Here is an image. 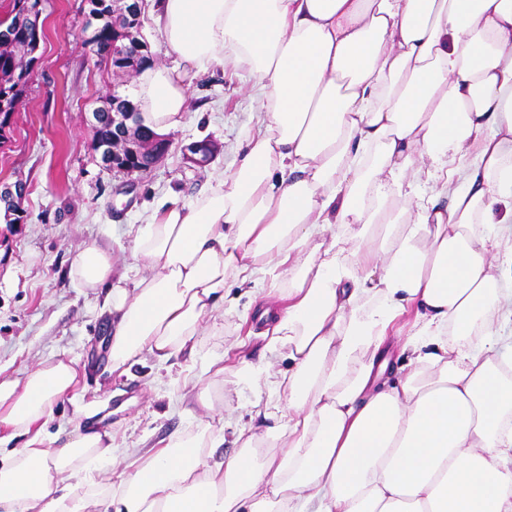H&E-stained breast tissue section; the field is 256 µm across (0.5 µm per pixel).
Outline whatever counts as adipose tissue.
Segmentation results:
<instances>
[{"label": "adipose tissue", "instance_id": "obj_1", "mask_svg": "<svg viewBox=\"0 0 512 512\" xmlns=\"http://www.w3.org/2000/svg\"><path fill=\"white\" fill-rule=\"evenodd\" d=\"M167 52L245 66L266 119L236 170L164 207L133 251L146 272L111 287L112 254L74 260L119 318L109 357L194 351L224 314L227 279L284 282L273 340L294 365L273 432L280 454L222 429L119 448L46 426L78 404L58 358L0 380V512H512V365L489 337L512 321V0H160ZM140 123L177 130L188 88L161 65L135 80ZM416 306L412 366L388 388L390 324Z\"/></svg>", "mask_w": 512, "mask_h": 512}]
</instances>
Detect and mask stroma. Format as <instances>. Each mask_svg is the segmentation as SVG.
<instances>
[{
    "mask_svg": "<svg viewBox=\"0 0 512 512\" xmlns=\"http://www.w3.org/2000/svg\"><path fill=\"white\" fill-rule=\"evenodd\" d=\"M42 9L47 37L0 145V178L22 180L27 187L21 228L10 231L0 223V376L21 381L41 361L74 358L84 367L85 402L102 406L95 422L119 445L156 446L215 417L223 422L224 444L207 449L205 462L234 453V434L242 428L260 433V454L278 453L280 440L266 434L275 422L257 416L255 406L285 405L288 389L267 386L259 372L284 374L289 361L286 350L269 348L264 322L250 305V285L227 282L224 329L197 345L198 362L216 355L224 359L223 374L204 377L216 403L210 416L195 402L177 400L183 357L160 368L144 356L126 373H112L105 294L79 288L70 276L74 257L95 244L112 252L113 286L134 287L143 270L132 251L139 225L152 220L160 202L190 203L208 188L211 174L232 173L243 154L244 134L261 129L264 115L249 96L253 77L230 64L187 70L189 111L170 134L168 154L126 178L102 166L93 139L92 112L107 105L117 78L97 66L85 44L92 32L87 0H42ZM200 142L213 149L203 165L186 151ZM415 320L414 311H407L386 339L383 381L396 383L406 373L402 347L416 331Z\"/></svg>",
    "mask_w": 512,
    "mask_h": 512,
    "instance_id": "stroma-1",
    "label": "stroma"
}]
</instances>
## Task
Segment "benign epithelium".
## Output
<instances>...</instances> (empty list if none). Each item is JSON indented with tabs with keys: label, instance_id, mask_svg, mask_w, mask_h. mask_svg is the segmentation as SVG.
Instances as JSON below:
<instances>
[{
	"label": "benign epithelium",
	"instance_id": "1",
	"mask_svg": "<svg viewBox=\"0 0 512 512\" xmlns=\"http://www.w3.org/2000/svg\"><path fill=\"white\" fill-rule=\"evenodd\" d=\"M144 0H120L119 4L112 5L113 22L118 24L123 18L133 13H139V18H144ZM170 140L161 135H155L149 140H144L136 131V123L132 114L112 116V153L125 159H139L141 163L120 164L112 161V171L131 177L136 173L149 170L168 152ZM23 194L22 183L13 184L0 182V203H14L17 196Z\"/></svg>",
	"mask_w": 512,
	"mask_h": 512
}]
</instances>
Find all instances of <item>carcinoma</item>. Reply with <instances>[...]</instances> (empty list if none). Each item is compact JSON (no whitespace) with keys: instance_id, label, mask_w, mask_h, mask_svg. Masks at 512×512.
I'll return each instance as SVG.
<instances>
[{"instance_id":"1","label":"carcinoma","mask_w":512,"mask_h":512,"mask_svg":"<svg viewBox=\"0 0 512 512\" xmlns=\"http://www.w3.org/2000/svg\"><path fill=\"white\" fill-rule=\"evenodd\" d=\"M40 0H12L10 10L0 19V113L9 116L15 112L23 93L27 76L38 43L25 28L22 15L25 6L35 5ZM90 14L99 21L86 44L97 57V65L122 68L131 59L133 50L122 57L112 55V45L123 42L122 34L112 27V0H90ZM95 142L109 148L112 146V119L100 120L94 129Z\"/></svg>"}]
</instances>
